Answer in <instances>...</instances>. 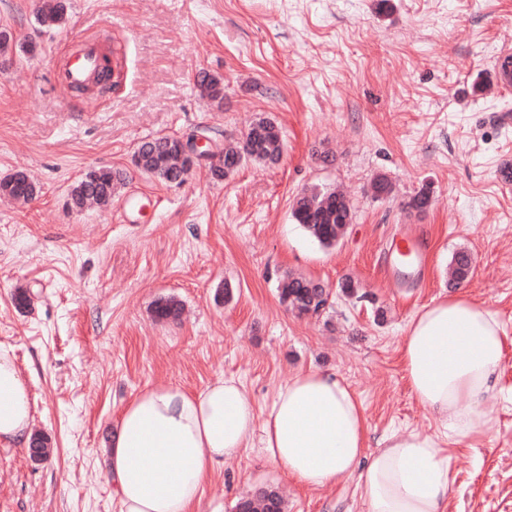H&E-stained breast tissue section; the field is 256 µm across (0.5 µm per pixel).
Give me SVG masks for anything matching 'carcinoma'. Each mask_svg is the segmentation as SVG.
Segmentation results:
<instances>
[{"label": "carcinoma", "instance_id": "obj_1", "mask_svg": "<svg viewBox=\"0 0 512 512\" xmlns=\"http://www.w3.org/2000/svg\"><path fill=\"white\" fill-rule=\"evenodd\" d=\"M65 0H42L36 12L38 23L52 22L61 24L65 19ZM196 84L203 97L217 106L224 104V80L208 71L198 73ZM155 147L143 153L145 165L156 169L155 176L164 180L179 176L183 163L180 162L179 149L175 139L169 136L154 138ZM283 138L281 129L273 121L262 118L254 122L244 136L243 142L233 150L224 151V161L228 162L236 156L244 155V161L275 163L282 156ZM122 175L110 168H98L85 173L71 189L70 203L76 209L85 206L93 197L102 207L112 202ZM37 193L34 183L18 185L12 177L0 181V194L15 199L26 198ZM296 223L318 242L331 245L336 238L343 235L348 224L352 222V207L341 194L331 189L302 192L295 200L292 212ZM473 260L466 251L456 252L451 260L454 282L461 283L468 279L472 271ZM279 297L283 304L298 315L309 311V305L315 308L327 303L323 292L317 288V282L301 276H286L279 283ZM154 317L159 321H177L182 314L179 300L169 297L161 298L154 303ZM285 502L274 488H261L254 494L240 499L236 504V512L245 509L247 512H284Z\"/></svg>", "mask_w": 512, "mask_h": 512}]
</instances>
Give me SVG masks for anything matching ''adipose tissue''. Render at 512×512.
I'll return each instance as SVG.
<instances>
[{
	"mask_svg": "<svg viewBox=\"0 0 512 512\" xmlns=\"http://www.w3.org/2000/svg\"><path fill=\"white\" fill-rule=\"evenodd\" d=\"M505 338L497 313L467 296L421 307L402 338V364L411 394L440 430L395 433L373 449L362 403L333 372L296 371L262 414L232 377L196 392L145 386L115 419L105 476L120 512H194L212 474L257 438L267 459L303 487L357 474L367 512H447L445 449L479 434ZM33 427L27 382L0 346V441L28 447Z\"/></svg>",
	"mask_w": 512,
	"mask_h": 512,
	"instance_id": "adipose-tissue-1",
	"label": "adipose tissue"
}]
</instances>
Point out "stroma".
I'll use <instances>...</instances> for the list:
<instances>
[{"label": "stroma", "mask_w": 512, "mask_h": 512, "mask_svg": "<svg viewBox=\"0 0 512 512\" xmlns=\"http://www.w3.org/2000/svg\"><path fill=\"white\" fill-rule=\"evenodd\" d=\"M37 2L0 0V31L15 45L0 68V180L22 170L38 188L29 201L0 197V344L50 455L0 443V512H120L103 449L148 384L199 390L233 377L263 409L297 370H329L361 401L370 441L436 433L403 373L414 313L464 294L512 337V91L493 74L512 49V0H391L386 12L376 0H66L50 30ZM84 40L121 63L107 89L78 92L58 77ZM203 70L223 77V107L200 97ZM262 117L283 132L277 164L218 179L205 160L180 185L131 165L143 140L221 150ZM98 167L126 174L111 205L73 208L71 188ZM380 174L392 191L378 197ZM316 186L353 206L330 247L292 217ZM425 187L430 206L411 208ZM408 231L426 265L396 290L385 252ZM460 250L475 263L454 287ZM289 274L358 290L299 317L279 299ZM167 297L183 304L180 321L154 317ZM483 411L481 433L448 448V512H512V349ZM357 484L352 474L304 488L254 447L211 476L196 512H235L266 486L283 492L285 512H366Z\"/></svg>", "instance_id": "1"}]
</instances>
